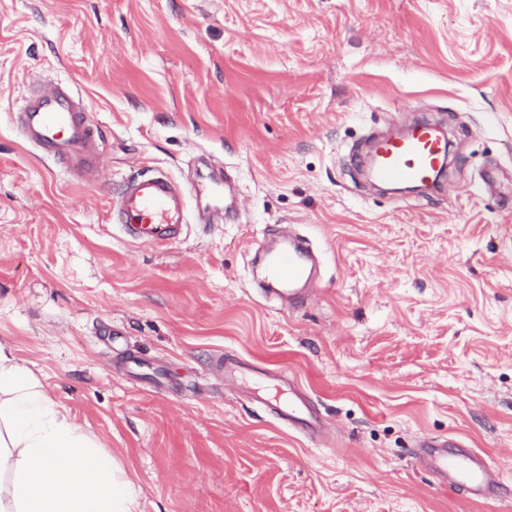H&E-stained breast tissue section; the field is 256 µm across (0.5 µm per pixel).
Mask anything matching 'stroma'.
Returning a JSON list of instances; mask_svg holds the SVG:
<instances>
[{
	"label": "stroma",
	"mask_w": 512,
	"mask_h": 512,
	"mask_svg": "<svg viewBox=\"0 0 512 512\" xmlns=\"http://www.w3.org/2000/svg\"><path fill=\"white\" fill-rule=\"evenodd\" d=\"M37 79L86 101L98 184L13 125ZM416 115L449 174L380 193L349 157ZM156 167L203 189L179 241L133 244L113 189ZM285 228L320 259L296 310L250 262ZM0 342L141 512H512V0H0ZM224 354L297 380L335 446L224 386ZM422 435L502 496L440 486ZM448 437L421 438L414 445L420 461L450 490L489 499L497 494L499 482L485 458L474 450H453Z\"/></svg>",
	"instance_id": "1"
}]
</instances>
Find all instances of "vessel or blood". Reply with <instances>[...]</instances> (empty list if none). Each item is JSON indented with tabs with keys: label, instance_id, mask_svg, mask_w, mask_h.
I'll use <instances>...</instances> for the list:
<instances>
[{
	"label": "vessel or blood",
	"instance_id": "1",
	"mask_svg": "<svg viewBox=\"0 0 512 512\" xmlns=\"http://www.w3.org/2000/svg\"><path fill=\"white\" fill-rule=\"evenodd\" d=\"M11 119L24 139L45 155L62 161L71 178L92 185L104 170L99 138L95 135L83 97L69 86L51 82L37 86L23 100ZM376 180L384 183L430 181L448 153V141L437 126L419 124L398 138L376 146ZM190 189L169 173L156 169L125 180L113 200L112 217L136 244L165 245L177 242L186 222ZM267 271V291L287 295L294 307L303 306L309 294L303 281L312 273V255L303 239L270 255L256 253ZM228 384L241 386L255 405L273 414L288 428L323 440L326 424L311 398L296 386L269 387L264 372L246 373L241 364L218 358L215 364ZM414 453L448 489L479 498L495 497L499 482L476 451L455 449L445 437L416 441Z\"/></svg>",
	"mask_w": 512,
	"mask_h": 512
}]
</instances>
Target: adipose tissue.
I'll return each instance as SVG.
<instances>
[{
    "label": "adipose tissue",
    "instance_id": "obj_1",
    "mask_svg": "<svg viewBox=\"0 0 512 512\" xmlns=\"http://www.w3.org/2000/svg\"><path fill=\"white\" fill-rule=\"evenodd\" d=\"M125 466L0 343V512H140Z\"/></svg>",
    "mask_w": 512,
    "mask_h": 512
}]
</instances>
